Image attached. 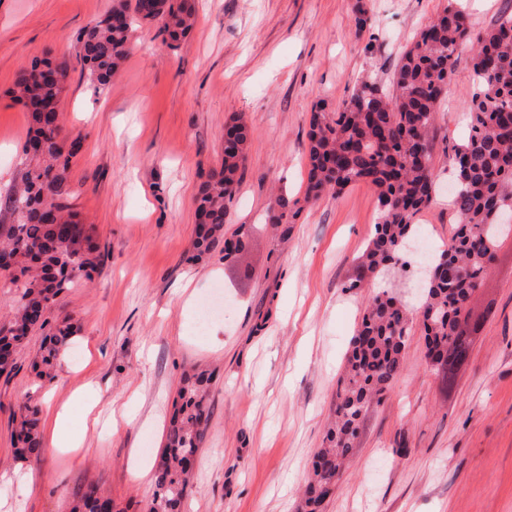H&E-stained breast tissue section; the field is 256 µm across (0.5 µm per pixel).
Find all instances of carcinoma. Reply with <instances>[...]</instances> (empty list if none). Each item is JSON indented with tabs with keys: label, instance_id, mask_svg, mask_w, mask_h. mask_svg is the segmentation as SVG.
I'll use <instances>...</instances> for the list:
<instances>
[{
	"label": "carcinoma",
	"instance_id": "carcinoma-1",
	"mask_svg": "<svg viewBox=\"0 0 512 512\" xmlns=\"http://www.w3.org/2000/svg\"><path fill=\"white\" fill-rule=\"evenodd\" d=\"M151 22L161 24L160 32L175 47L196 25L195 0H118L108 14L85 26L76 58L96 87L111 82L126 58L132 33ZM465 42L472 50L475 85L470 124L462 143L444 148L455 181L449 201L454 231L430 261L432 274L422 286L416 310L387 289L369 301L338 380L336 418L311 462L303 512H320L328 494L338 488L368 405L382 399L404 368L413 324L424 336L426 362L450 388L481 330L482 323L471 320V302L490 273L500 239L512 232L497 221L501 213L512 211V12H503L490 27L476 32L468 16L448 4L404 51L389 84L359 80L341 107L311 113L303 201L314 203L358 182L369 183L377 194L379 221L358 258L357 276L345 284L358 290L399 264L416 216L436 194L435 113ZM40 66L52 69L56 79L32 82L31 74ZM70 74L66 59H34L18 77L15 97L25 104L30 99L57 104ZM29 112L32 126L23 145L28 170L8 198L14 220L0 224V253L31 254L39 265L22 261L0 279V288L15 295L12 314L0 324V373L14 368L15 354L35 326L46 324L57 297L103 262L98 245L68 204V171L78 151L62 148L67 138L57 113L37 107ZM250 137V128L234 120L224 133L220 171L200 187L196 246L202 253L222 244L224 257L230 258L246 249L242 238L224 237V224L225 202L239 182ZM297 214L281 195L270 220L286 224ZM70 335V325L56 326L42 349L43 365L53 364ZM208 382L203 373L184 378L147 512H181L187 462L197 458L204 435ZM18 428L17 455H38L41 438L31 406L22 407ZM104 507L102 496L90 488L72 512H100Z\"/></svg>",
	"mask_w": 512,
	"mask_h": 512
}]
</instances>
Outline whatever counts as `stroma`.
Instances as JSON below:
<instances>
[{
  "mask_svg": "<svg viewBox=\"0 0 512 512\" xmlns=\"http://www.w3.org/2000/svg\"><path fill=\"white\" fill-rule=\"evenodd\" d=\"M370 21L354 23L356 3ZM114 0H0V224L22 181L31 114L10 91L45 56L75 58L77 36ZM448 0H198L178 48L158 24L134 33L103 90L73 70L59 103L68 139H81L73 209L103 254L100 271L61 294L30 332L11 376L0 377V512H70L98 485L118 512H146L182 378L211 374L208 419L183 512H301L336 400V383L369 297L391 287L409 305L419 262L365 288L345 287L378 220L374 189L358 183L305 205L286 239L266 215L275 195L302 198L309 119L333 111L360 77L388 81L405 49ZM461 47L436 115L433 163L462 143L475 87ZM242 118L252 137L226 203V237L248 235L238 263L197 256L196 198L218 170L224 130ZM220 294L224 316L194 324ZM484 317L466 366L445 390L413 330L398 380L363 422L355 454L323 512H512V234L473 304ZM75 333L50 376L33 364L61 320ZM37 406L43 452L15 455L16 420ZM65 409L80 449L54 451Z\"/></svg>",
  "mask_w": 512,
  "mask_h": 512,
  "instance_id": "1",
  "label": "stroma"
}]
</instances>
